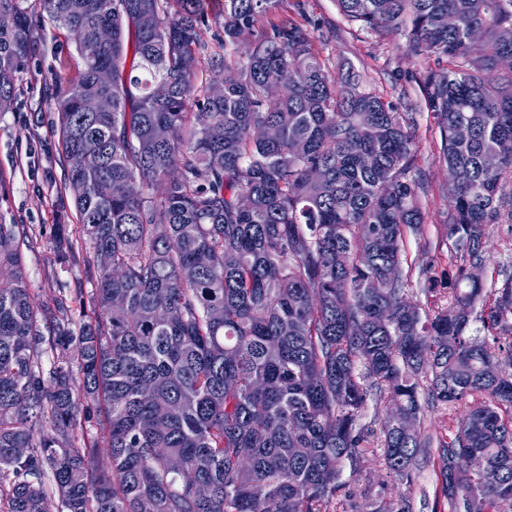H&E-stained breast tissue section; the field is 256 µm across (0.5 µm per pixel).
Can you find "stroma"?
Masks as SVG:
<instances>
[{
	"instance_id": "obj_1",
	"label": "stroma",
	"mask_w": 512,
	"mask_h": 512,
	"mask_svg": "<svg viewBox=\"0 0 512 512\" xmlns=\"http://www.w3.org/2000/svg\"><path fill=\"white\" fill-rule=\"evenodd\" d=\"M288 14L297 23L315 22L317 48L330 71L357 75L363 88L411 113L418 142L416 169L426 191L421 195L425 222L419 234L407 235L403 255L412 268L409 299L428 309L447 303L448 288L460 259L445 235L448 222V173L438 161L439 130L422 108L421 80L427 60L410 56L404 33L376 34L345 22L337 0H300ZM35 51L15 89L10 110L0 112V223L21 224L25 236L20 252L36 306L52 305L60 293H90L99 274L90 244L82 243L76 261L62 264L57 242L80 240L78 215L72 201H60L66 163L54 132L57 116L49 98L55 74H76L74 44L66 31L45 26L34 33ZM488 261L482 272L485 288H493L503 269L512 271V224L486 228ZM428 277H421L422 267ZM434 449H425L412 481L398 480L373 460L357 474L344 471L343 481L362 492L357 512H388L400 500H409L413 512H445L439 494Z\"/></svg>"
}]
</instances>
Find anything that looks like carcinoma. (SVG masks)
<instances>
[{
  "instance_id": "1",
  "label": "carcinoma",
  "mask_w": 512,
  "mask_h": 512,
  "mask_svg": "<svg viewBox=\"0 0 512 512\" xmlns=\"http://www.w3.org/2000/svg\"><path fill=\"white\" fill-rule=\"evenodd\" d=\"M37 2L0 0L13 19L0 26V110L34 30H66L78 72L51 83L63 193L100 274L92 321L73 330L62 295L40 327L19 225L0 223V512H51L53 494L58 512H330L354 497L345 467L378 454L411 478L430 445L424 407L470 397L483 403L437 448L440 492L448 512H512V345L501 358L466 335L478 305L485 330L512 332V274L491 294L471 276L487 225L512 223V156L484 165L512 143V71L498 68L512 0H337L349 23L401 30L410 55L438 65L423 99L468 286L426 313L402 267L424 219L414 119L332 75L293 20L265 25L284 0H220L212 17L205 0ZM212 22L224 38L202 68ZM102 96L111 111L92 108ZM268 127L279 136L258 135ZM370 400L389 408L378 439L359 425ZM88 401L104 406L103 448L85 434ZM473 455L498 485L468 468Z\"/></svg>"
}]
</instances>
